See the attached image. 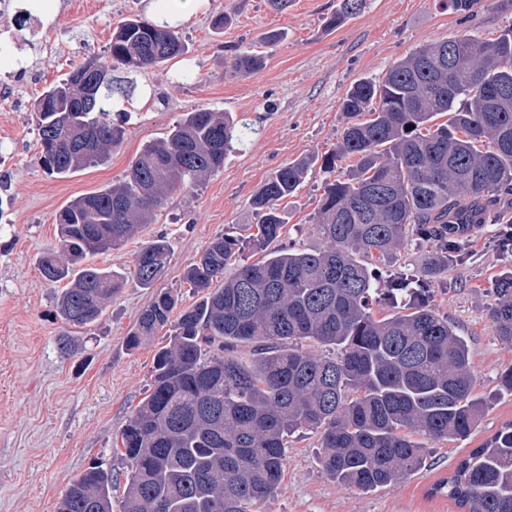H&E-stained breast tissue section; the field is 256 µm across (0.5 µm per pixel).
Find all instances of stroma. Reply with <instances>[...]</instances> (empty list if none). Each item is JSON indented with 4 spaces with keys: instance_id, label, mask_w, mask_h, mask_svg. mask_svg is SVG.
I'll return each mask as SVG.
<instances>
[{
    "instance_id": "35a3bbf8",
    "label": "stroma",
    "mask_w": 512,
    "mask_h": 512,
    "mask_svg": "<svg viewBox=\"0 0 512 512\" xmlns=\"http://www.w3.org/2000/svg\"><path fill=\"white\" fill-rule=\"evenodd\" d=\"M338 0H290L274 9L269 0H198L177 25L187 55L147 69L121 68L116 79L128 96H115L110 118L125 130L103 164L68 175H48L38 161V131L30 112L33 97L88 57H105L112 32L137 14L152 20L160 0H54L59 20L55 47L41 35L16 43L26 71L0 72L13 98L0 99V187L10 204L0 214V512H56L71 480L95 462L119 461V430L144 397L153 358L163 337L137 349L125 338L153 290L130 274L140 243L165 236L172 246L158 287L173 291L180 306L197 297L183 281L186 266L227 229L254 231L252 200L282 164L323 156L342 130L340 104L361 78H379L412 50L462 35L492 39L512 26V0H478L461 16L445 0H367L365 9L336 29L326 20ZM226 16L223 31L213 21ZM271 31L275 44L263 43ZM256 45L262 66L230 73L238 50ZM199 81L176 84L184 62ZM198 108L229 112L252 129L238 150L205 185L175 195L139 238L98 255V266L127 281L90 327L64 328L55 315L59 285L46 282L41 253L55 243L56 212L70 200L111 186L141 149L164 137L183 114ZM326 175L312 167L297 192L283 200L282 240L316 250L325 242L314 224ZM499 225L486 224L470 237L466 264L449 270L434 304L470 340L474 394L487 405L477 431L464 441L430 444L416 474L373 492L338 485L319 462V435L297 432L288 440L282 483L263 512H459L453 502L429 494L432 484L503 422L512 420V396L501 394L497 377L512 365V345L501 343L488 318L490 286L512 267L493 247ZM70 332L77 350L61 354L58 338Z\"/></svg>"
}]
</instances>
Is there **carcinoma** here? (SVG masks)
Listing matches in <instances>:
<instances>
[{
	"label": "carcinoma",
	"instance_id": "cac0c4a2",
	"mask_svg": "<svg viewBox=\"0 0 512 512\" xmlns=\"http://www.w3.org/2000/svg\"><path fill=\"white\" fill-rule=\"evenodd\" d=\"M366 0H341L329 25L359 15ZM138 15L116 27L107 54L92 57L34 99L39 163L66 175L103 162L124 137L112 124V69L156 67L187 53L176 26ZM472 46L450 72L445 50ZM262 63L244 49L230 63L247 74ZM511 94L492 100L487 87ZM343 129L322 157L329 174L316 213L321 250L274 247L282 236L280 201L293 195L315 162L290 161L253 199L256 232L213 239L184 271L200 294L154 292L126 337L136 349L166 331L146 395L119 431L121 467L94 464L77 475L57 512H112L123 480L122 512H259L277 492L288 437L319 434L320 462L336 483L363 492L424 466L415 439L465 440L485 405L474 395L466 337L435 309L436 285L467 257L470 233L502 224L512 205V28L494 39L457 35L425 45L384 76L362 79L340 105ZM445 121L438 122V119ZM236 124L195 109L165 137L142 148L125 176L74 198L56 214L59 244L39 257L42 277L66 282L56 315L88 327L123 277L94 264L154 222L177 193H191L222 167ZM350 162L346 170L341 163ZM429 248L418 274L383 277L374 263L407 242ZM258 258L242 260L245 252ZM171 261L166 237L148 240L133 268L152 288ZM238 262L236 274L224 268ZM495 335L512 345V269L490 289ZM391 311L375 317L374 305ZM313 342L335 351L320 356ZM247 345L244 360L238 347ZM429 495L461 512H512V421L458 461Z\"/></svg>",
	"mask_w": 512,
	"mask_h": 512
}]
</instances>
